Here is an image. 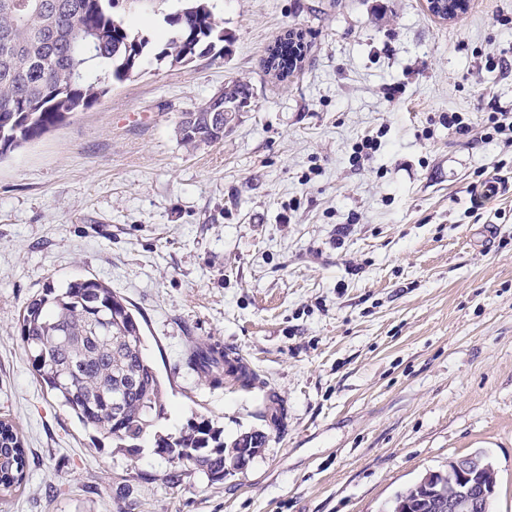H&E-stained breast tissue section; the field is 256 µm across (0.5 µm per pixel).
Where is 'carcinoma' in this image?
<instances>
[{
  "label": "carcinoma",
  "mask_w": 512,
  "mask_h": 512,
  "mask_svg": "<svg viewBox=\"0 0 512 512\" xmlns=\"http://www.w3.org/2000/svg\"><path fill=\"white\" fill-rule=\"evenodd\" d=\"M118 2L0 0V159L99 103L113 82L144 65L154 60L188 65L224 41L210 0H186L167 14L168 36L154 44L129 31L114 12ZM290 41L285 37L273 49L274 66L289 68ZM221 108L211 97L182 113L179 143L196 149L223 140ZM19 329L37 377L84 427L134 448L164 414V390L144 353L140 322L102 282L87 277L59 289L46 287L20 312ZM185 362L209 382L226 376L244 389L255 381L252 372L210 346L189 345ZM266 439L263 432H245L228 447L223 431L204 419L158 437L155 448L219 480L232 450L248 444L261 448ZM27 479V449L19 431L0 420V500ZM390 512H448V497L417 482L396 493Z\"/></svg>",
  "instance_id": "obj_1"
}]
</instances>
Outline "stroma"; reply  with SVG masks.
Listing matches in <instances>:
<instances>
[{"label":"stroma","mask_w":512,"mask_h":512,"mask_svg":"<svg viewBox=\"0 0 512 512\" xmlns=\"http://www.w3.org/2000/svg\"><path fill=\"white\" fill-rule=\"evenodd\" d=\"M211 3L210 54L142 68L0 162V418L29 450L0 512H388L479 450L494 512H512V197L470 194L486 171L512 178V151L441 120L478 132L492 106L512 111V0L447 21L426 0ZM181 5L120 14L152 37ZM290 33L306 49L284 76L267 57ZM223 88V140L186 150L181 113ZM365 136L379 150L351 161ZM76 277L139 319L166 398L157 431H263L245 470L215 480L149 440L130 455L47 393L18 317ZM191 340L240 356L257 388L198 379Z\"/></svg>","instance_id":"obj_1"}]
</instances>
